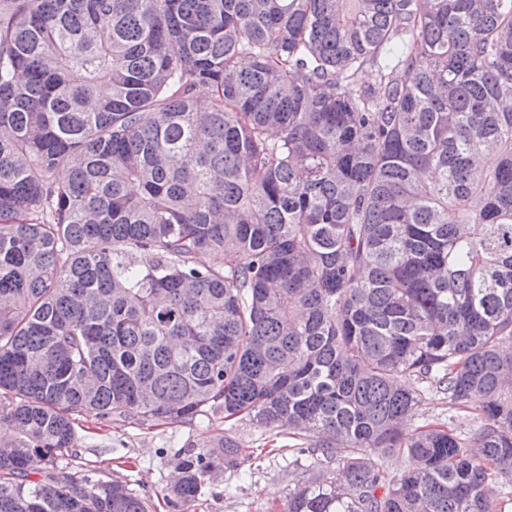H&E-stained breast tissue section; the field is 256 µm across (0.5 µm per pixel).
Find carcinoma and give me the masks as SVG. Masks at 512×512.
Instances as JSON below:
<instances>
[{"label": "carcinoma", "mask_w": 512, "mask_h": 512, "mask_svg": "<svg viewBox=\"0 0 512 512\" xmlns=\"http://www.w3.org/2000/svg\"><path fill=\"white\" fill-rule=\"evenodd\" d=\"M507 344L512 0H0V512H150L75 416L204 407L347 449L277 512H506ZM410 383L421 387L424 393L416 414L406 423L408 427L413 429L430 422H447L462 437L473 436L480 425L478 412L458 408L448 399L447 394L428 389L426 384L417 385L414 381Z\"/></svg>", "instance_id": "obj_1"}]
</instances>
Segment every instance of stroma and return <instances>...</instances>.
I'll list each match as a JSON object with an SVG mask.
<instances>
[{
  "label": "stroma",
  "mask_w": 512,
  "mask_h": 512,
  "mask_svg": "<svg viewBox=\"0 0 512 512\" xmlns=\"http://www.w3.org/2000/svg\"><path fill=\"white\" fill-rule=\"evenodd\" d=\"M430 422L448 423L465 438L480 425L477 412L460 409L446 394L428 389L407 425L414 428ZM75 430L78 445L60 460V467L71 473L89 470L101 480L122 482L148 500L153 512H170L163 496L176 481L184 454L205 451L226 431L243 449L239 464L212 472L199 501L187 512H267L305 479L315 462L314 456L299 454V439L287 431L247 418L228 421L208 409L184 424L154 426L103 420L85 412L77 415Z\"/></svg>",
  "instance_id": "1"
}]
</instances>
